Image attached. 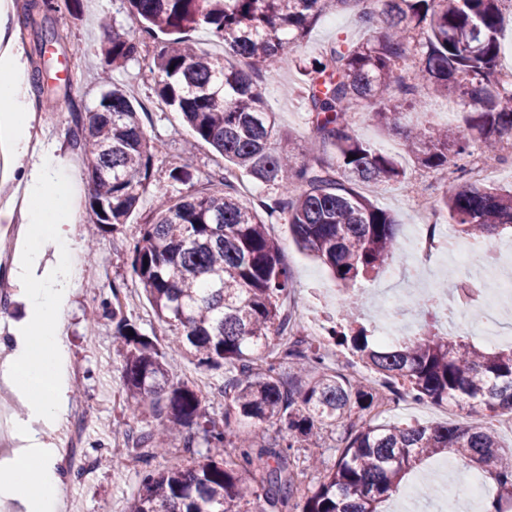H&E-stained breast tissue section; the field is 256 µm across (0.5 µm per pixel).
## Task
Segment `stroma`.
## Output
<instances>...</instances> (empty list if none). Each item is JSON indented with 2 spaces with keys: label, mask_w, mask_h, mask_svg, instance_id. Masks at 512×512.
<instances>
[{
  "label": "stroma",
  "mask_w": 512,
  "mask_h": 512,
  "mask_svg": "<svg viewBox=\"0 0 512 512\" xmlns=\"http://www.w3.org/2000/svg\"><path fill=\"white\" fill-rule=\"evenodd\" d=\"M103 17L114 18L117 26L126 30L132 26L117 0H81L74 6L62 2L57 10L37 15L39 24L53 28L57 34L56 43L46 46L44 52L36 50L34 29H18L17 35L29 69L44 68L50 93L65 102L64 107L57 111L39 112L33 134L47 141H57L62 157L69 165V174L81 177L74 236L79 244L94 246L93 253L86 257L66 317L71 384L80 390L79 395L70 397L69 405L74 409L90 410L107 446L111 447L123 443L130 433L155 426L157 419L148 411L136 416L129 411L120 380L122 358L117 352L112 321L103 317L93 324L89 321V314L95 305L116 295L122 302L124 315L135 322L142 333L163 344L167 341L168 328L155 317L146 292L131 271L126 239L103 232L88 214L90 187L83 180L82 147L77 144L75 133L98 103V77L106 68L104 49L107 41L101 37L98 25ZM366 36L355 9L336 11L334 18H321L302 42L288 47L280 67L267 73L262 85L265 103L270 111L275 112L279 125L291 133L298 154H305L313 148L314 141L299 97L304 76L295 67L294 58L315 57L335 43L355 44ZM152 50V43H145L141 47V57L106 69L110 71L113 85L125 89L140 106L146 134L163 145L162 152L153 158V180L175 198L198 191H214L211 176L224 159L205 143L198 145L192 154H184L183 145L190 138L191 131L178 113L156 106L158 77L143 62L144 56L151 54ZM352 128L361 140L398 161L406 172L408 183L432 182L439 194L456 189V181L415 167L404 152L402 128H380L359 110L352 115ZM183 164L189 165L192 181L187 184L170 181V169ZM364 193L397 218L400 223L399 241H406L408 234L419 226L420 217L410 208L404 187L380 184L365 188ZM268 231L277 239L281 259L292 276L293 291L285 299L284 309L304 319L322 318L328 327L342 322L343 294L330 272L296 246L284 220L270 218ZM367 418L375 424L436 425L452 418L464 421L465 414L460 411L452 417L448 414L447 404L413 399L386 413L371 409ZM344 436V428L327 429L315 442L299 449L300 463L311 461L315 464L314 469L306 473L307 484L318 483L333 467L338 450L344 445ZM183 441V434H175L168 454L155 457L147 464L137 460L115 466L105 464L95 469L87 467L81 475L72 476L65 485L66 506L62 512H124L128 499L137 493L146 468L160 470L183 463ZM437 465V459L430 458L411 472L405 483L417 487L416 497L410 501L394 497L387 506V512H438L440 498L424 492L426 483L436 482L439 478Z\"/></svg>",
  "instance_id": "obj_1"
}]
</instances>
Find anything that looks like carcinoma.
I'll return each mask as SVG.
<instances>
[{"label": "carcinoma", "mask_w": 512, "mask_h": 512, "mask_svg": "<svg viewBox=\"0 0 512 512\" xmlns=\"http://www.w3.org/2000/svg\"><path fill=\"white\" fill-rule=\"evenodd\" d=\"M119 2L134 29L112 32L106 64L120 66L136 56L134 34L153 40L146 66L159 73V101L182 113L195 142L209 144L274 191L256 208L222 178L220 190L175 203L155 188L157 208L133 241V274L156 318L168 325V348L183 349L197 367L228 376L209 397L194 385L170 384L168 348L143 334L118 304L102 306L120 340L130 411L151 407L161 416L159 428L129 437L126 450L147 462L168 452L167 432H201L184 441L188 464L143 476L128 512H383V503L400 490L402 474L440 453L476 461L494 485L493 512H512V451L499 445L488 425V419L512 412V349L486 352L429 324L383 346L357 324V299L349 293L342 299L344 323L332 327V339L413 398L468 407L470 420L462 424L375 425L362 419L359 411L371 406L373 390L325 371L318 349L304 338L279 343L280 361L262 372L255 368L256 354L270 348L272 337L281 339L294 327L283 310L291 276L266 218L283 217L297 244L345 288L378 273L398 251L395 218L359 188L402 184L406 173L354 134L350 119L358 107L390 128L421 104L419 84L458 100L462 127H414L407 153L424 171L464 180L439 198L437 209L467 238L478 242L512 228V191L467 180L474 152H492L512 134V73L496 70L512 0H376L377 7L361 15L370 29L367 39L298 63L310 131L321 145L301 158L291 134L268 111L259 75L278 67L286 47L301 42L327 8H349L358 0ZM199 25L224 40L225 53L244 66L193 48L184 34ZM410 48L417 60L411 81L401 75ZM81 133L91 219L122 234L153 186L152 160L160 145L116 86L101 95ZM101 313L92 311L93 322ZM283 361L289 363L286 381L279 373ZM209 400L224 402L222 420L210 415ZM241 421L276 426L283 443L257 447L242 441L226 453L233 425ZM339 426L347 436L334 467L298 495L289 470L295 448ZM246 475L259 476L261 492H247Z\"/></svg>", "instance_id": "1"}]
</instances>
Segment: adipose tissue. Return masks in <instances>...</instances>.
<instances>
[{
	"instance_id": "adipose-tissue-1",
	"label": "adipose tissue",
	"mask_w": 512,
	"mask_h": 512,
	"mask_svg": "<svg viewBox=\"0 0 512 512\" xmlns=\"http://www.w3.org/2000/svg\"><path fill=\"white\" fill-rule=\"evenodd\" d=\"M10 9L9 0H0V139L22 170L6 210L19 212L22 221L8 277L26 315L9 323L13 350L5 380L30 415L15 428L20 454L0 463V500L21 512H58L62 482L43 436L69 409V346L61 322L81 263L65 229L78 187L61 175L56 145L33 138L36 105L24 51L8 29Z\"/></svg>"
}]
</instances>
